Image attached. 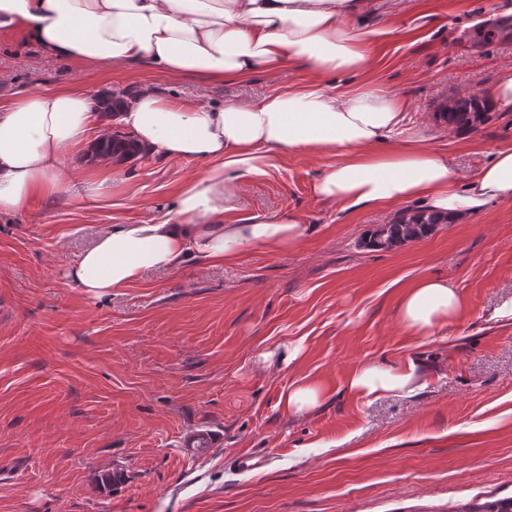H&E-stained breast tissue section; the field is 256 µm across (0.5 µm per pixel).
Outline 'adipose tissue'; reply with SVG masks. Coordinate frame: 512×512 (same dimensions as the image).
I'll list each match as a JSON object with an SVG mask.
<instances>
[{"label":"adipose tissue","mask_w":512,"mask_h":512,"mask_svg":"<svg viewBox=\"0 0 512 512\" xmlns=\"http://www.w3.org/2000/svg\"><path fill=\"white\" fill-rule=\"evenodd\" d=\"M367 0H0V29H22L64 62L144 64L166 76L213 82L300 63L307 81L287 91L221 105H187L155 90L138 93L121 122L148 153L204 163L162 219L103 227L71 269L92 298L112 295L153 272L205 262L219 266L243 248L285 252L306 233L298 214L228 222L236 185L265 175L281 154L341 151L315 183L317 198L353 210L388 209L414 199L460 221L494 200H512V148L494 152L472 177L457 179L445 159L404 136L406 104L352 78L370 65L369 45L388 29L358 25ZM97 114L86 92L16 94L0 105V213H21L40 195L68 192L96 202L112 191L102 176L64 179L62 158L89 142ZM463 300L441 278L419 280L399 304L400 323L430 336L455 320ZM421 360L360 366L349 388L366 398L415 391Z\"/></svg>","instance_id":"obj_1"}]
</instances>
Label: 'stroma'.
I'll use <instances>...</instances> for the list:
<instances>
[{
    "label": "stroma",
    "instance_id": "1",
    "mask_svg": "<svg viewBox=\"0 0 512 512\" xmlns=\"http://www.w3.org/2000/svg\"><path fill=\"white\" fill-rule=\"evenodd\" d=\"M391 38L361 84L408 103V134L457 175L512 147V112L476 130L434 117L451 96L488 97L512 68V0H373ZM0 104L19 91L96 95L158 88L193 104L257 98L304 82L299 65L230 82L145 67L54 60L0 29ZM337 154L288 153L240 180L238 216L294 212L311 233L288 253L244 249L223 266L156 272L91 299L68 272L103 226L172 209L201 162L150 154L114 163L108 200L61 194L0 214V512H461L512 497V201L388 252L361 247L379 211L313 193ZM459 290L434 336L399 322L417 280ZM300 348L288 367L261 354ZM423 356L408 397L366 399L347 379L365 361ZM323 388L295 416V381ZM266 456L241 472L236 459ZM119 479L99 485L100 474Z\"/></svg>",
    "mask_w": 512,
    "mask_h": 512
}]
</instances>
